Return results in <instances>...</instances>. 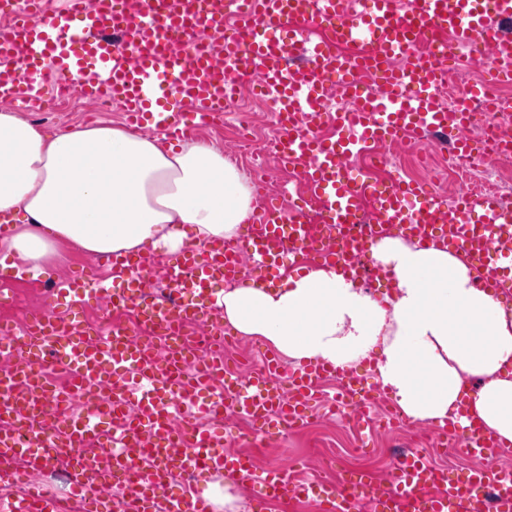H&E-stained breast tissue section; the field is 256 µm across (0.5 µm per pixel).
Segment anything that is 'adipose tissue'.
<instances>
[{"label": "adipose tissue", "instance_id": "adipose-tissue-1", "mask_svg": "<svg viewBox=\"0 0 512 512\" xmlns=\"http://www.w3.org/2000/svg\"><path fill=\"white\" fill-rule=\"evenodd\" d=\"M255 214L247 177L210 142L107 124L50 136L0 109V252L29 276L68 250L175 255L234 238ZM372 257L388 274L384 297L312 267L221 290L223 320L297 367L372 360L411 421L476 419L512 442V308L442 243L387 235Z\"/></svg>", "mask_w": 512, "mask_h": 512}]
</instances>
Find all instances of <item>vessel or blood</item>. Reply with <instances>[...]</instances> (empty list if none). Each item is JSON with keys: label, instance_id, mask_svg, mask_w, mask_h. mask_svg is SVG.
Returning <instances> with one entry per match:
<instances>
[{"label": "vessel or blood", "instance_id": "obj_1", "mask_svg": "<svg viewBox=\"0 0 512 512\" xmlns=\"http://www.w3.org/2000/svg\"><path fill=\"white\" fill-rule=\"evenodd\" d=\"M219 19L231 30L223 54L182 53L172 35L197 40L212 26L200 18L196 0H135L116 9L112 0L84 9L79 0L50 19L32 14L21 0L14 19L0 26V95L27 106L46 92L76 93L93 102L120 103L131 128L151 127L183 141L222 120L224 103L251 79L252 94L274 106L280 130L278 158L300 171L323 207L313 213L283 214L268 206L247 225L241 242L192 248L166 267L178 296L166 305L146 299L142 261L112 257L111 280L58 278L55 311H39L21 327L0 329V487L21 483L66 449L88 442L112 450L111 460L73 463L70 490L88 512H112L106 489L130 487L124 512H211L209 501L175 484L177 472L205 478L221 470L250 482L260 512L290 507L314 486L290 470L259 469L254 457L224 452L217 429L176 427L182 408L206 419L223 416L225 405L250 416L260 431H283L308 421L316 380L328 366H305L288 377V391L269 384L276 359L251 371L247 383L224 379L222 355L190 366L182 328L196 326L219 309L217 285L236 279L250 260L258 280L283 267L287 246L314 251L319 263L342 265L349 250L365 253L382 225L393 224L423 240L441 238L464 251L483 284L506 287L512 278V209L497 196L460 192L442 200L428 184L378 182L351 166V158L372 153L385 142L405 144L428 138L449 142L460 157L477 152L466 130L474 115L441 106L448 64L459 52L480 44L496 60L512 59V0H219ZM431 47L413 52L419 35ZM26 74H18L17 62ZM53 71L45 89L39 78ZM80 81H73V74ZM359 103L351 113L326 111L332 92ZM470 100L495 101L512 113V99H495L494 85L478 82ZM332 125V137L315 135L314 122ZM378 221H362L365 209ZM135 304V325L118 323L106 337L91 341L72 311L90 300ZM66 307L61 317L58 307ZM154 325L169 353L156 360L141 326ZM440 446L477 457L461 476H451L413 448L394 457L390 491L376 494L369 474L337 470L323 484L320 512H358L372 498L374 512H512V473L494 458L512 453V444L482 427L463 430L431 426ZM145 467H135L133 456ZM55 505L35 486L1 512H53Z\"/></svg>", "mask_w": 512, "mask_h": 512}]
</instances>
